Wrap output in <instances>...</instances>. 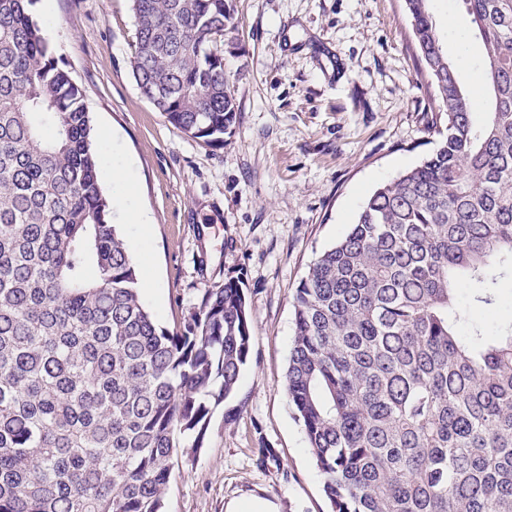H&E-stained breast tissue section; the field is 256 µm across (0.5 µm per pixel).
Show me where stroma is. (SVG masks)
Returning <instances> with one entry per match:
<instances>
[{
	"label": "stroma",
	"mask_w": 512,
	"mask_h": 512,
	"mask_svg": "<svg viewBox=\"0 0 512 512\" xmlns=\"http://www.w3.org/2000/svg\"><path fill=\"white\" fill-rule=\"evenodd\" d=\"M443 44L483 98L481 44L460 0H430ZM243 52L224 57L239 117L221 146L169 124L130 68V0H39L45 36L85 94L114 207L159 326L174 329L209 289L235 282L251 319L248 362L202 448L176 468L165 512H226L261 497L277 512H329L323 476L288 401L292 300L310 263L374 190L434 153L439 103L417 59L404 0H236ZM142 211L145 223L128 219Z\"/></svg>",
	"instance_id": "35a3bbf8"
}]
</instances>
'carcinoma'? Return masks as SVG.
<instances>
[{
    "label": "carcinoma",
    "mask_w": 512,
    "mask_h": 512,
    "mask_svg": "<svg viewBox=\"0 0 512 512\" xmlns=\"http://www.w3.org/2000/svg\"><path fill=\"white\" fill-rule=\"evenodd\" d=\"M37 2L0 0V512H163L175 463L236 389L250 315L227 283L176 330L155 323ZM462 3L482 118L429 0H405L441 145L372 193L293 295L286 391L331 512H512V324L487 334L455 288L490 311L512 280V0ZM131 9L143 95L224 145L226 0Z\"/></svg>",
    "instance_id": "1"
}]
</instances>
